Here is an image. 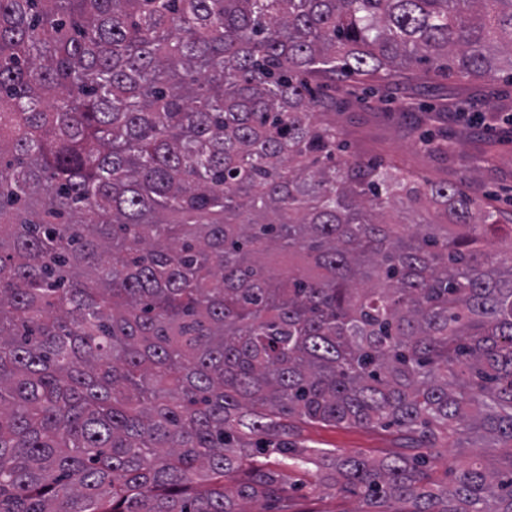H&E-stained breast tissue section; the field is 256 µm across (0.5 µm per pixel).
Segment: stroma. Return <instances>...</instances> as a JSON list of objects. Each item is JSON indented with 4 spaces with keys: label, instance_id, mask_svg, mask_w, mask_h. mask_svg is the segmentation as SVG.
Returning a JSON list of instances; mask_svg holds the SVG:
<instances>
[{
    "label": "stroma",
    "instance_id": "stroma-1",
    "mask_svg": "<svg viewBox=\"0 0 512 512\" xmlns=\"http://www.w3.org/2000/svg\"><path fill=\"white\" fill-rule=\"evenodd\" d=\"M336 124L349 154L380 157L437 182L464 185L479 203L512 213V82L430 77L411 84L391 83L386 97L353 84ZM448 137V151H425L416 142L418 129ZM305 437L373 456L397 453L388 431L308 427ZM298 490L290 512H357L355 498L313 489L310 475L297 472Z\"/></svg>",
    "mask_w": 512,
    "mask_h": 512
}]
</instances>
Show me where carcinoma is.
I'll use <instances>...</instances> for the list:
<instances>
[{
  "mask_svg": "<svg viewBox=\"0 0 512 512\" xmlns=\"http://www.w3.org/2000/svg\"><path fill=\"white\" fill-rule=\"evenodd\" d=\"M430 75L512 80V0H0V512H512V225L336 157ZM303 435L321 447L345 448L348 451L363 450L373 456L392 455L400 452L391 431L336 430L330 427H307ZM298 490L288 503L290 512H355L359 508L358 501L353 497L334 496L331 491L312 489V477L302 472L292 474Z\"/></svg>",
  "mask_w": 512,
  "mask_h": 512,
  "instance_id": "1",
  "label": "carcinoma"
}]
</instances>
